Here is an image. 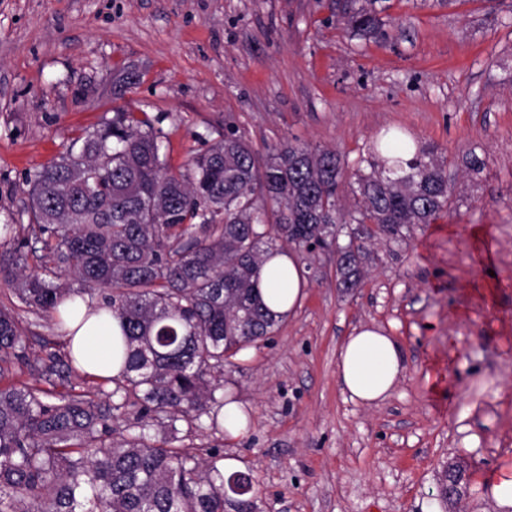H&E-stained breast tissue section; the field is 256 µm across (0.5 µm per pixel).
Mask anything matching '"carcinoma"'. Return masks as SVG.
<instances>
[{"mask_svg": "<svg viewBox=\"0 0 512 512\" xmlns=\"http://www.w3.org/2000/svg\"><path fill=\"white\" fill-rule=\"evenodd\" d=\"M344 24L367 36L380 19L353 5ZM161 148L147 113L115 108L28 179L41 265L27 270L21 244L0 255V273L59 325L65 299L96 300L89 313L120 322L123 368L78 392L73 357L30 358L20 316L0 308V512H254L250 474L226 476L218 449L173 441L178 424L218 416L224 366L278 330L257 292L264 262L313 242L338 253V285L356 288L364 225L398 238L448 216L444 161L396 135L372 145L348 207L333 150L289 142L262 153L228 126L176 173ZM12 364L32 381L1 384ZM132 408L139 431L115 428Z\"/></svg>", "mask_w": 512, "mask_h": 512, "instance_id": "cac0c4a2", "label": "carcinoma"}]
</instances>
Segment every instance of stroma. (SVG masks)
<instances>
[{"instance_id":"stroma-1","label":"stroma","mask_w":512,"mask_h":512,"mask_svg":"<svg viewBox=\"0 0 512 512\" xmlns=\"http://www.w3.org/2000/svg\"><path fill=\"white\" fill-rule=\"evenodd\" d=\"M346 0H0V225L28 221L29 174L113 107L160 117L172 171L234 125L259 150H335L347 171L385 131L434 146L448 217L394 241L361 238L358 288L334 253L297 251L305 294L269 340L224 370L249 416L202 418L184 446H218L255 480L256 512H500L484 485L512 458V0H374L381 26L347 30ZM476 150L481 172L463 157ZM29 354L62 349L55 319ZM381 327L405 369L386 400L350 401L337 353ZM463 494L439 497L443 466Z\"/></svg>"}]
</instances>
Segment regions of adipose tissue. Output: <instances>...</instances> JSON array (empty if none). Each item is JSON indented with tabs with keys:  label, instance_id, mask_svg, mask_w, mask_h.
Listing matches in <instances>:
<instances>
[{
	"label": "adipose tissue",
	"instance_id": "ef3b65f1",
	"mask_svg": "<svg viewBox=\"0 0 512 512\" xmlns=\"http://www.w3.org/2000/svg\"><path fill=\"white\" fill-rule=\"evenodd\" d=\"M259 294L275 313L292 314L304 295V280L294 255H282L267 262L260 274ZM88 300L66 301L60 308L67 331L72 332V355L77 366L95 377L117 375L120 361L114 346L121 336L116 318L100 322L85 319ZM405 367L400 343L383 330L354 329L342 344L337 360L340 387L352 401L373 404L395 390Z\"/></svg>",
	"mask_w": 512,
	"mask_h": 512
}]
</instances>
